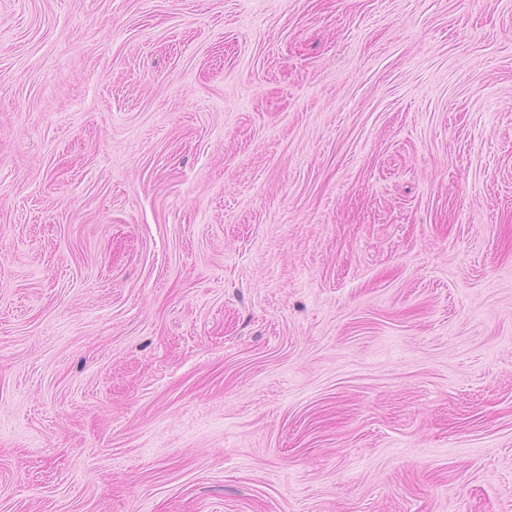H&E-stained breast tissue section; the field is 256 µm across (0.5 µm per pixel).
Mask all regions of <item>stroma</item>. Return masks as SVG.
I'll return each mask as SVG.
<instances>
[{
	"instance_id": "35a3bbf8",
	"label": "stroma",
	"mask_w": 512,
	"mask_h": 512,
	"mask_svg": "<svg viewBox=\"0 0 512 512\" xmlns=\"http://www.w3.org/2000/svg\"><path fill=\"white\" fill-rule=\"evenodd\" d=\"M0 512H512V0H0Z\"/></svg>"
}]
</instances>
